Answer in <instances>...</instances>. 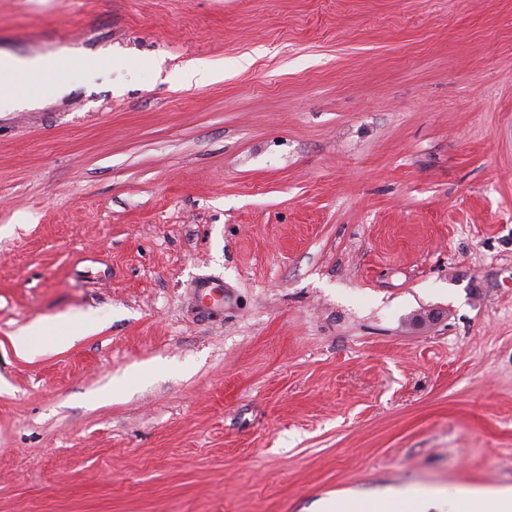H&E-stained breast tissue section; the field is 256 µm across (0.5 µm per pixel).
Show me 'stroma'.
<instances>
[{
	"label": "stroma",
	"instance_id": "obj_1",
	"mask_svg": "<svg viewBox=\"0 0 512 512\" xmlns=\"http://www.w3.org/2000/svg\"><path fill=\"white\" fill-rule=\"evenodd\" d=\"M63 47L0 115V512L512 489V0H0ZM112 56L106 51L94 55L82 56L74 49L63 48L58 52L48 53L33 58H22L15 54L0 51V111L30 108L42 95L43 89L26 88L23 92L17 88V77L58 76L72 67L78 68L77 80L92 84L99 76L101 67L111 62ZM94 320L93 314L88 313L81 326L63 316L35 323L22 330L19 349L23 354L36 356L40 353L43 339H50L57 348L67 347L79 334L90 328V323Z\"/></svg>",
	"mask_w": 512,
	"mask_h": 512
}]
</instances>
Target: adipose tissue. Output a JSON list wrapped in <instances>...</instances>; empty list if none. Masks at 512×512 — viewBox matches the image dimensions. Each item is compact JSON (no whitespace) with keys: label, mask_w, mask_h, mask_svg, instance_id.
<instances>
[{"label":"adipose tissue","mask_w":512,"mask_h":512,"mask_svg":"<svg viewBox=\"0 0 512 512\" xmlns=\"http://www.w3.org/2000/svg\"><path fill=\"white\" fill-rule=\"evenodd\" d=\"M110 53L102 51L94 55L82 56L74 50L64 48L33 58H22L15 54L0 51V111L29 108L41 96V89H19L17 80L21 77H45L50 79V95L62 97L69 93L70 83L64 74L70 68H77L78 82L90 84L99 76L104 64L111 62ZM83 326L59 316L35 323L21 332L19 349L22 353L35 356L40 352L43 340H51L53 345L64 348L82 334ZM436 508L447 507L451 512H512V490L473 492L457 490L450 500H436Z\"/></svg>","instance_id":"obj_1"}]
</instances>
